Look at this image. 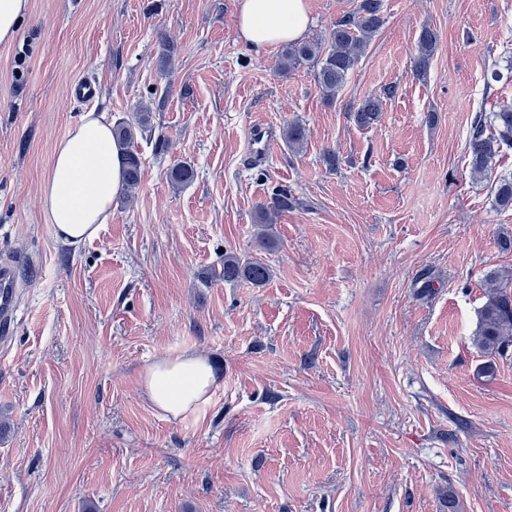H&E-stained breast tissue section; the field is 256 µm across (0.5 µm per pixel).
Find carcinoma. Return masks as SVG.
I'll return each mask as SVG.
<instances>
[{"mask_svg": "<svg viewBox=\"0 0 512 512\" xmlns=\"http://www.w3.org/2000/svg\"><path fill=\"white\" fill-rule=\"evenodd\" d=\"M385 22L383 0H357L355 8L340 17L329 36L324 40L311 39L294 42L282 48L278 66L284 73H291L302 66L313 69L315 82L328 101L336 99L344 88L351 72L357 67L371 38ZM437 34L429 28L421 29L416 42L415 72L424 76L430 66L436 46ZM360 128H369L382 117V99L367 97L351 114ZM147 120L137 123L123 122L113 128L114 136L123 150V191L129 195L139 187L142 179L141 152L136 145V130L145 127ZM285 143L294 151L302 149L306 140V128L291 121L282 130ZM512 147V105L502 104L489 114L478 115L472 125L466 144L472 176L492 178V165L502 146ZM194 170L177 164L170 171V179L176 185L192 181ZM494 201L500 210L512 209V177L494 180ZM300 205L286 188L273 191L269 201L257 211V223L262 225L258 234L259 244L266 247L272 241L268 228L275 219ZM268 264L257 257H247L235 252L224 253V263L214 276L228 282L245 280L255 286L265 285L271 278ZM485 302L478 311V323L471 336L472 344L485 357L477 370L482 378H493L496 373L495 359L505 353L512 344V282L498 275L485 280Z\"/></svg>", "mask_w": 512, "mask_h": 512, "instance_id": "carcinoma-1", "label": "carcinoma"}]
</instances>
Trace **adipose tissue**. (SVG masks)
Returning <instances> with one entry per match:
<instances>
[{
  "mask_svg": "<svg viewBox=\"0 0 512 512\" xmlns=\"http://www.w3.org/2000/svg\"><path fill=\"white\" fill-rule=\"evenodd\" d=\"M309 22L306 0H241L236 28L241 39L265 50L302 39ZM122 190V150L112 122L106 113H85L56 144L42 182L43 211L58 240L96 238ZM213 383L206 359L186 352L154 364L143 388L154 406L176 418L207 400Z\"/></svg>",
  "mask_w": 512,
  "mask_h": 512,
  "instance_id": "obj_1",
  "label": "adipose tissue"
}]
</instances>
